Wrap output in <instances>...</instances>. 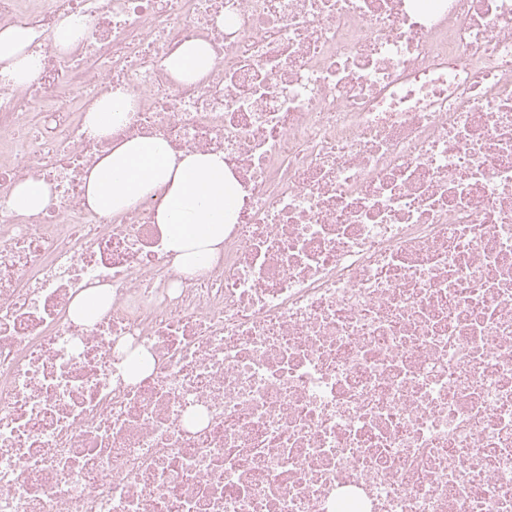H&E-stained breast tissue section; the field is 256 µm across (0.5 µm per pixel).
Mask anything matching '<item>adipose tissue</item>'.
<instances>
[{
  "mask_svg": "<svg viewBox=\"0 0 512 512\" xmlns=\"http://www.w3.org/2000/svg\"><path fill=\"white\" fill-rule=\"evenodd\" d=\"M34 38L29 29H0V77L22 85L37 76L40 59L30 50ZM211 62L205 44L188 42L171 53L167 65L176 76L192 80L205 74ZM132 106V95L115 91L87 113L85 126L92 135L108 134ZM151 194L164 200L156 222L175 268L192 275L217 260L237 200L223 155L177 154L163 140L136 138L114 144L87 178V201L99 210L115 213Z\"/></svg>",
  "mask_w": 512,
  "mask_h": 512,
  "instance_id": "1",
  "label": "adipose tissue"
}]
</instances>
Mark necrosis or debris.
I'll list each match as a JSON object with an SVG mask.
<instances>
[{"label":"necrosis or debris","instance_id":"obj_1","mask_svg":"<svg viewBox=\"0 0 512 512\" xmlns=\"http://www.w3.org/2000/svg\"><path fill=\"white\" fill-rule=\"evenodd\" d=\"M9 26L41 68L0 79V512H512V0H0ZM144 137L238 185L194 275L157 200L86 202ZM86 37L82 28L70 18H63L56 29L54 45L61 50L71 49ZM212 62L208 47L201 42H188L175 49L167 62L176 76L197 79L209 69ZM133 96L122 91H115L112 96L103 99L98 107L88 112L85 126L92 135H106L111 131L114 122L121 119L122 113L133 106ZM50 194V187L45 183L27 180L13 189L8 204L20 214L34 213L43 209Z\"/></svg>","mask_w":512,"mask_h":512}]
</instances>
